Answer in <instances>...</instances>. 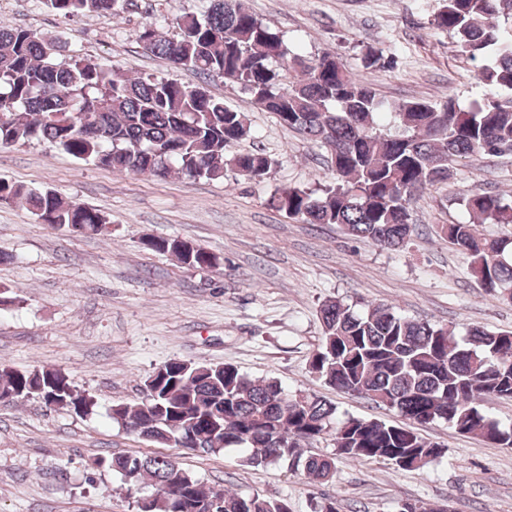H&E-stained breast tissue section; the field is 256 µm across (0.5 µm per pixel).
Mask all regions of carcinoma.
<instances>
[{
	"label": "carcinoma",
	"mask_w": 512,
	"mask_h": 512,
	"mask_svg": "<svg viewBox=\"0 0 512 512\" xmlns=\"http://www.w3.org/2000/svg\"><path fill=\"white\" fill-rule=\"evenodd\" d=\"M129 0H43L72 20L92 14L117 16ZM201 14L176 19L177 35L142 27L143 49L176 68L239 84L261 109L289 130L326 150L331 178L316 189L288 187L273 205L304 224H335L346 235L396 250L415 225L410 200L445 182L462 159L512 155V0H442L436 29L448 32L474 61L488 93L464 109L452 99L389 102L358 79L332 51L315 58L288 49L283 36L252 14L242 0H206ZM394 116L400 130L384 128ZM246 115L205 88L163 77H131L103 61L68 54L61 34H38L0 23V148L48 143L78 161L117 171L166 178H224L230 169L250 179L269 175L275 162L250 150L226 154L248 136ZM0 202L24 206L53 230L98 234L104 213L65 201L49 189L0 180ZM466 223L443 224L440 238L467 255L481 288L512 302V238H490L483 224H512V195L464 196ZM147 250L170 253L190 268L219 266L217 255L182 239L147 236ZM321 343L309 370L325 385L397 411L403 423L338 415L336 404L310 393L290 392L276 378L252 381L231 364L172 359L145 385L150 398L112 405V422L152 445L171 443L216 453L243 448L242 463L285 464L329 482L336 460L388 461L420 472L446 449L416 430L444 422L461 435L512 447V423L490 417L489 399H512V333L472 325L466 335L428 320L411 319L388 304L354 310L339 299L320 308ZM68 400L94 412L93 395L77 390L60 368H0V402ZM330 437V451L304 454L302 445ZM125 478L157 487L153 512H289L288 503L258 493L204 489L193 473L160 455L96 458Z\"/></svg>",
	"instance_id": "1"
}]
</instances>
